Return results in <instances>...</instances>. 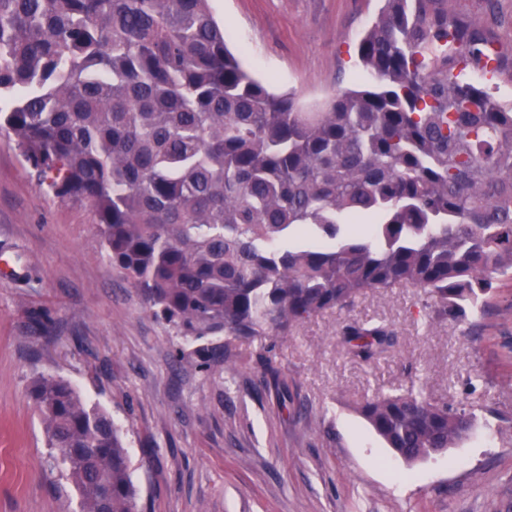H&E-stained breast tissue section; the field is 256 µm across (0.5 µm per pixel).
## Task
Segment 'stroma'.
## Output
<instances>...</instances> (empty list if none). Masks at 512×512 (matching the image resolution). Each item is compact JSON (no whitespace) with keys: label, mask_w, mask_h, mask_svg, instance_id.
Returning <instances> with one entry per match:
<instances>
[{"label":"stroma","mask_w":512,"mask_h":512,"mask_svg":"<svg viewBox=\"0 0 512 512\" xmlns=\"http://www.w3.org/2000/svg\"><path fill=\"white\" fill-rule=\"evenodd\" d=\"M492 26L512 62V0H448ZM381 0H212L229 47L276 93L314 110L363 82L356 49ZM0 512H79L29 397L66 379L121 428L139 512H512V281L496 314L437 321L412 288L369 294L287 336L242 345L250 363L195 368L172 330L112 271L91 207L40 190L0 133ZM52 335L29 325L32 311ZM366 320L395 332L372 364L346 354ZM485 321L482 335L473 324ZM473 406L476 427L435 459L406 464L358 408L394 389Z\"/></svg>","instance_id":"35a3bbf8"}]
</instances>
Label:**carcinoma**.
Segmentation results:
<instances>
[{"instance_id":"1","label":"carcinoma","mask_w":512,"mask_h":512,"mask_svg":"<svg viewBox=\"0 0 512 512\" xmlns=\"http://www.w3.org/2000/svg\"><path fill=\"white\" fill-rule=\"evenodd\" d=\"M226 37L210 0H0V131L39 187L92 208L112 270L180 358L237 361L239 343L395 288L439 319L488 315L512 276V103L472 79L493 29L448 0H383L357 46L370 82L319 112L252 77ZM30 324L54 331L44 310ZM344 336L374 362L394 332ZM29 397L80 512H138L112 415L60 377ZM359 412L408 464L475 425L413 392Z\"/></svg>"}]
</instances>
